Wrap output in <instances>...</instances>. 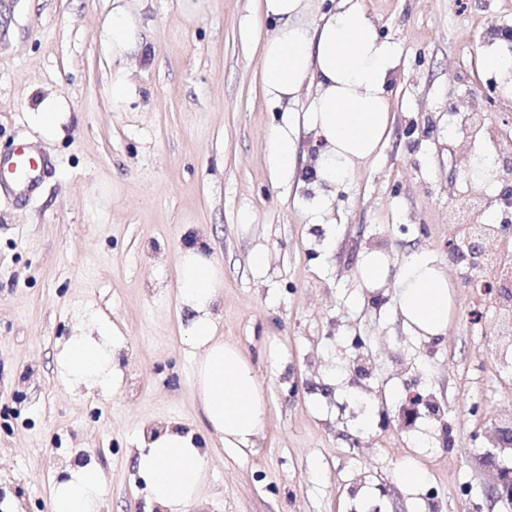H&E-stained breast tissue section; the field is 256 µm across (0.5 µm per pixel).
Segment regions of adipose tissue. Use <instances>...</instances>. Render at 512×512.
<instances>
[{
    "mask_svg": "<svg viewBox=\"0 0 512 512\" xmlns=\"http://www.w3.org/2000/svg\"><path fill=\"white\" fill-rule=\"evenodd\" d=\"M305 0H261L263 15L276 29L262 45L263 91L272 105L296 100L308 85L315 95L304 115L285 111L266 146V160L277 179L297 174V126L306 122L323 144L314 165L320 192L311 203L313 218L331 211L330 191L348 181L374 158L391 134L389 87L397 75L393 46L381 40L362 0H343L339 11L316 27L301 23ZM357 275L368 288L393 282L398 307L411 329L438 336L448 327V274L431 254L395 262L380 250L362 254ZM224 275L205 240L180 253L178 300L191 311L182 342L193 361V386L208 434L239 453L253 451L265 423L260 383L249 362L216 334L214 310ZM125 341L105 315L85 313L55 355L59 378L70 388L112 395L123 381L117 353ZM136 473L151 503L163 512H185L208 478L204 440L174 421L159 431L141 433ZM104 472L91 464L69 467L53 483L51 512H99L107 495Z\"/></svg>",
    "mask_w": 512,
    "mask_h": 512,
    "instance_id": "1",
    "label": "adipose tissue"
}]
</instances>
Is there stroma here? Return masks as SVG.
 Here are the masks:
<instances>
[{"instance_id":"stroma-1","label":"stroma","mask_w":512,"mask_h":512,"mask_svg":"<svg viewBox=\"0 0 512 512\" xmlns=\"http://www.w3.org/2000/svg\"><path fill=\"white\" fill-rule=\"evenodd\" d=\"M112 2L0 0V155L25 142L47 162L35 193L0 195V512H50L75 462L103 469L101 512H161L133 469L140 432L172 420L207 432L175 288L190 225L224 272L217 330L253 366L266 422L254 453L210 443L188 512H512L484 492L490 433L512 423V367L498 360L512 335L448 260L469 204L449 174L462 148L478 161L488 146L463 141L461 119L491 128L512 113L484 66L512 55L499 35L512 0H363L398 58L392 133L319 224L314 186L278 182L265 163L281 110L262 90L275 24L260 0H127L142 42L122 56L100 39ZM119 70L134 90L116 105ZM49 99L68 112L57 140L29 119ZM373 248L446 262L445 335H411L395 289L362 286ZM90 306L126 340L124 385L106 398L55 370ZM407 461L420 487L400 483Z\"/></svg>"}]
</instances>
